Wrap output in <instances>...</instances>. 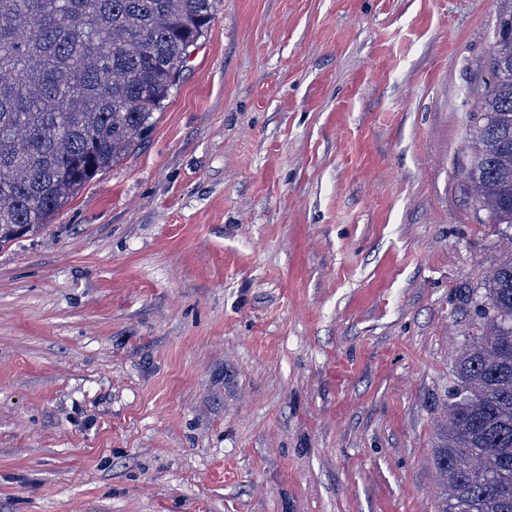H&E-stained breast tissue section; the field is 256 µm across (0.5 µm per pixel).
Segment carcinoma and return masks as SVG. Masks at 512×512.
Segmentation results:
<instances>
[{
  "label": "carcinoma",
  "mask_w": 512,
  "mask_h": 512,
  "mask_svg": "<svg viewBox=\"0 0 512 512\" xmlns=\"http://www.w3.org/2000/svg\"><path fill=\"white\" fill-rule=\"evenodd\" d=\"M467 170L512 224V0H499ZM212 0H0V248L48 224L153 128ZM482 329L460 351L437 435L438 512H512V258L472 293Z\"/></svg>",
  "instance_id": "1"
}]
</instances>
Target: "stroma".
I'll return each mask as SVG.
<instances>
[{"label": "stroma", "instance_id": "35a3bbf8", "mask_svg": "<svg viewBox=\"0 0 512 512\" xmlns=\"http://www.w3.org/2000/svg\"><path fill=\"white\" fill-rule=\"evenodd\" d=\"M497 0H214L149 136L0 248V512H437L512 255L466 178Z\"/></svg>", "mask_w": 512, "mask_h": 512}]
</instances>
